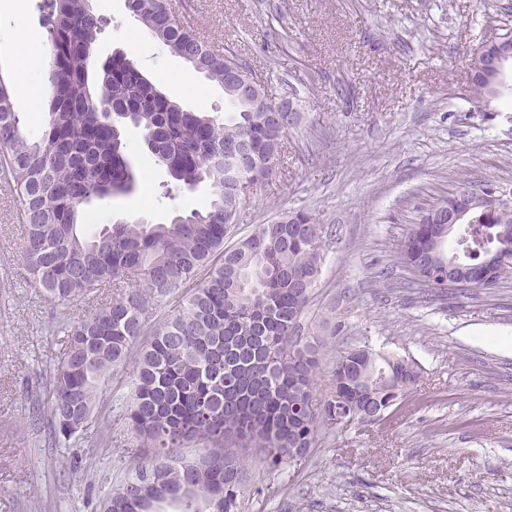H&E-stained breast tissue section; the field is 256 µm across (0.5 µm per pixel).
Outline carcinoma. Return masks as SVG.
Returning a JSON list of instances; mask_svg holds the SVG:
<instances>
[{
	"label": "carcinoma",
	"mask_w": 512,
	"mask_h": 512,
	"mask_svg": "<svg viewBox=\"0 0 512 512\" xmlns=\"http://www.w3.org/2000/svg\"><path fill=\"white\" fill-rule=\"evenodd\" d=\"M39 9L53 55L48 120L41 134L26 132L15 91L0 76V175L23 205V255L35 283L54 302H90L83 317L58 328L64 349L44 401L51 434L69 440L83 430L105 377L128 369L121 420L137 442L136 464L106 512H156L164 502L181 512H239L250 450L273 469L287 467L320 430L336 428V411L401 403L418 387L420 369L351 349L334 361L328 394L317 395L324 344L301 336L300 318L312 293L303 282L320 273L324 225L297 212L224 246V209L253 184L248 175L272 174L284 128L234 92H224L230 111L222 119L186 109L125 55L97 60L96 11L78 0H41ZM127 9L169 53L221 88L231 83L232 53L213 52L179 26L169 0H127ZM510 46L512 35L503 34L471 59L468 99L485 112L505 97L487 60ZM129 126L142 131L175 190L207 182L213 198L166 224L117 222L88 234L86 206L136 187L123 138ZM243 140L250 152L242 161L232 152ZM236 169L241 180H225ZM500 225L512 226V208L474 209L447 257L477 261ZM175 294L179 305L142 339L152 307ZM191 443L203 456L187 461L178 449Z\"/></svg>",
	"instance_id": "carcinoma-1"
}]
</instances>
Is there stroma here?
<instances>
[{
	"label": "stroma",
	"mask_w": 512,
	"mask_h": 512,
	"mask_svg": "<svg viewBox=\"0 0 512 512\" xmlns=\"http://www.w3.org/2000/svg\"><path fill=\"white\" fill-rule=\"evenodd\" d=\"M98 58L122 51L167 95L162 71L191 74L190 109L224 113V93L144 32L126 0H94ZM39 0L0 12V76L12 79L15 23L45 33ZM194 32L233 52L300 115L272 179L255 185L234 238L304 212L328 229L321 273L301 319L325 341L317 389L336 356L369 346L416 361L422 383L387 420L320 433L305 461L278 472L249 459L241 512H512V278L494 288L425 294L398 260L420 209L459 186L512 191V104L476 111L462 97L488 32L512 30V0H182ZM176 95V94H175ZM124 138L137 186L93 202L98 223H166L204 209L201 184L163 195L166 170L143 135ZM21 205L0 186V512H100L129 477L136 442L114 407L128 372L108 377L86 431L51 445L31 425L60 357L63 321L88 303L58 304L23 259Z\"/></svg>",
	"instance_id": "stroma-1"
}]
</instances>
